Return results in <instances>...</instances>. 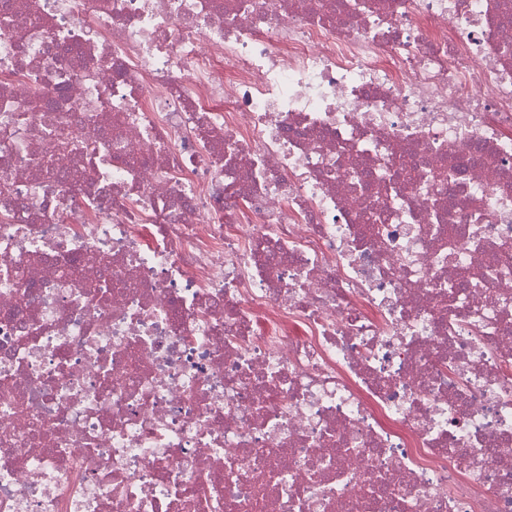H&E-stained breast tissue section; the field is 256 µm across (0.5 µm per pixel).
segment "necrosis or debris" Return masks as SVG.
I'll return each instance as SVG.
<instances>
[{
    "instance_id": "1",
    "label": "necrosis or debris",
    "mask_w": 512,
    "mask_h": 512,
    "mask_svg": "<svg viewBox=\"0 0 512 512\" xmlns=\"http://www.w3.org/2000/svg\"><path fill=\"white\" fill-rule=\"evenodd\" d=\"M0 512H512V0H0Z\"/></svg>"
}]
</instances>
